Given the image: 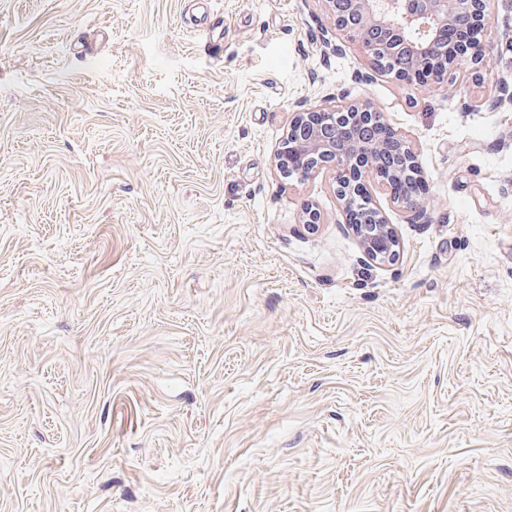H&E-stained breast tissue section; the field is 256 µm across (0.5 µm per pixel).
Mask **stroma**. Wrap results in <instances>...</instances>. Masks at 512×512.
<instances>
[{
	"label": "stroma",
	"mask_w": 512,
	"mask_h": 512,
	"mask_svg": "<svg viewBox=\"0 0 512 512\" xmlns=\"http://www.w3.org/2000/svg\"><path fill=\"white\" fill-rule=\"evenodd\" d=\"M485 40L426 89L322 0H0V512H512V0ZM339 92L422 166L366 179L388 266L274 164Z\"/></svg>",
	"instance_id": "1"
}]
</instances>
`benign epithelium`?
<instances>
[{
  "instance_id": "obj_1",
  "label": "benign epithelium",
  "mask_w": 512,
  "mask_h": 512,
  "mask_svg": "<svg viewBox=\"0 0 512 512\" xmlns=\"http://www.w3.org/2000/svg\"><path fill=\"white\" fill-rule=\"evenodd\" d=\"M323 2L336 31L360 49L370 80L386 74L380 61L396 57L413 63L405 81L424 87L442 84L464 61L478 68L487 62L482 33L490 21L489 0H349L348 20L336 12V0ZM450 42L458 46L452 54ZM274 161L282 176L299 180L333 170L345 222L366 258L377 264L397 260L400 243L362 177L376 175L393 202L421 212L422 192L404 194L400 186L411 177L423 182L422 167L407 138L372 101L328 97L299 110Z\"/></svg>"
}]
</instances>
